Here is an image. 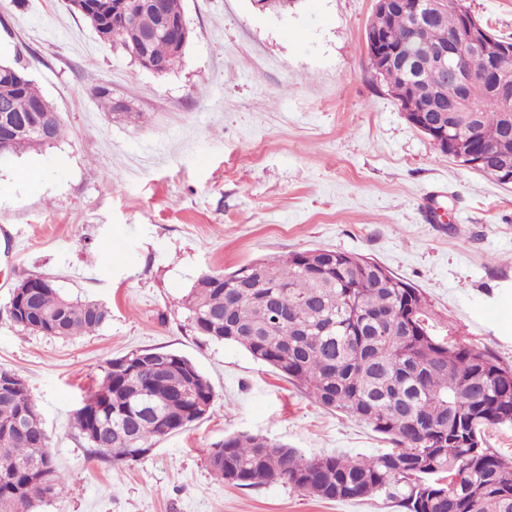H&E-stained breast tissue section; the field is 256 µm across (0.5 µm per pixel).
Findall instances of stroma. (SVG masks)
<instances>
[{
  "label": "stroma",
  "instance_id": "35a3bbf8",
  "mask_svg": "<svg viewBox=\"0 0 512 512\" xmlns=\"http://www.w3.org/2000/svg\"><path fill=\"white\" fill-rule=\"evenodd\" d=\"M181 64L155 74L102 41L64 0H0V61H20L68 132L0 166V368L37 400L66 484L40 512H404L375 495L324 501L281 483L217 479L206 452L259 434L304 456H371L388 441L318 405L245 349L184 325L203 274L308 249L361 254L423 291L432 332L512 367V186L441 155L372 71L374 0H182ZM512 40V0H465ZM110 93L104 111L98 89ZM41 173L37 187L19 169ZM41 275L99 300L97 332L19 331L7 304ZM191 359L212 412L122 470L92 456L73 413L107 360Z\"/></svg>",
  "mask_w": 512,
  "mask_h": 512
}]
</instances>
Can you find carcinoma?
<instances>
[{"label":"carcinoma","instance_id":"cac0c4a2","mask_svg":"<svg viewBox=\"0 0 512 512\" xmlns=\"http://www.w3.org/2000/svg\"><path fill=\"white\" fill-rule=\"evenodd\" d=\"M464 0H442V13L414 28L408 13L386 23L387 44L398 50L388 68L387 88L416 101L421 87L437 91L435 120L451 125L463 147L489 153L485 174L512 168V112L484 80L490 60L467 54L475 76L467 87L439 67H409L463 35ZM100 39L126 48L129 35L112 37V16L87 19ZM156 13H136V30L150 32ZM147 57L169 71L184 52L161 36ZM16 123L28 121L46 101L34 80L9 91ZM477 112H440L462 96ZM67 132L55 116L41 137L8 136L10 155L39 151ZM10 298L12 321L27 332L89 335L111 317L99 302L64 295L54 282L40 283ZM187 327L204 341L230 342L303 388L319 405L364 421L394 447L370 457H303L267 437L232 433L207 451L214 475L236 486L281 482L324 500L386 494L405 512H512V462L482 446L489 425L512 424V369L488 351L445 341L431 331V309L423 293L376 261L349 252L329 257L317 250L293 252L273 263L253 261L230 273L201 276L180 301ZM167 365L160 381L146 358ZM0 512H34L64 491L48 448L38 405L16 373L0 369ZM210 382L186 356L132 350L107 362L97 390L75 411L73 426L93 454L117 468L135 462L162 439L181 432L210 412ZM25 415L30 431L14 429Z\"/></svg>","mask_w":512,"mask_h":512}]
</instances>
